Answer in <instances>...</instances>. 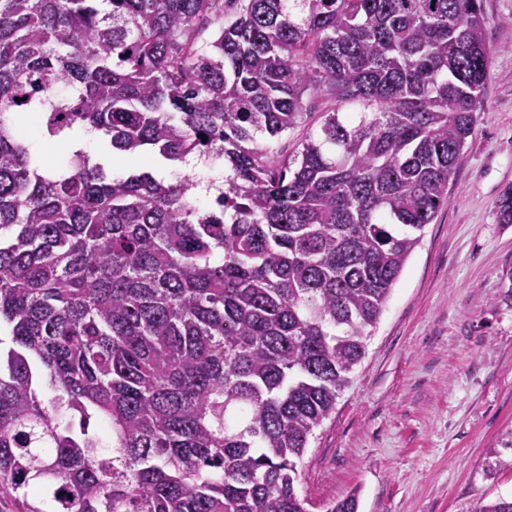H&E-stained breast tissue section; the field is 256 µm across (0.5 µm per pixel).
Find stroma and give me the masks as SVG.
I'll return each instance as SVG.
<instances>
[{
	"label": "stroma",
	"instance_id": "35a3bbf8",
	"mask_svg": "<svg viewBox=\"0 0 512 512\" xmlns=\"http://www.w3.org/2000/svg\"><path fill=\"white\" fill-rule=\"evenodd\" d=\"M491 63L475 134L426 225L336 408L298 463L310 512L358 493V512H474L512 498V224L497 221L512 188V0H482ZM80 143L108 176L126 178L98 131L30 138L53 175ZM157 179L189 180L210 207L223 158L196 165L147 158Z\"/></svg>",
	"mask_w": 512,
	"mask_h": 512
}]
</instances>
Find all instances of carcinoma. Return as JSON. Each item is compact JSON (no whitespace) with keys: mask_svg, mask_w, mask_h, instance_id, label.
<instances>
[{"mask_svg":"<svg viewBox=\"0 0 512 512\" xmlns=\"http://www.w3.org/2000/svg\"><path fill=\"white\" fill-rule=\"evenodd\" d=\"M483 24L481 0H0V512H307L297 459L474 135ZM317 93L318 134L256 145ZM24 111L214 153L223 209L78 145L47 176Z\"/></svg>","mask_w":512,"mask_h":512,"instance_id":"obj_1","label":"carcinoma"}]
</instances>
